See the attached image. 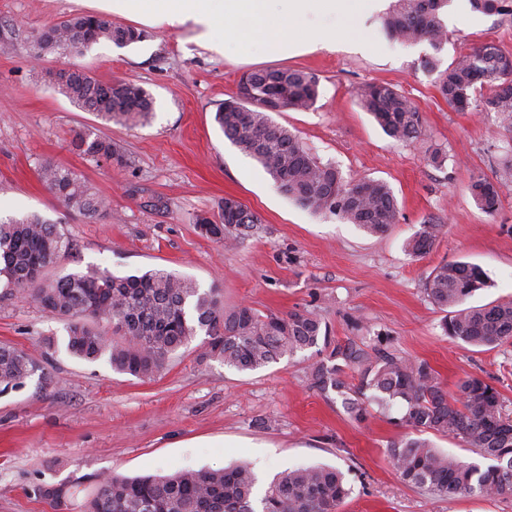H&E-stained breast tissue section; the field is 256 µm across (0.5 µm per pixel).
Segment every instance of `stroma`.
Here are the masks:
<instances>
[{
    "label": "stroma",
    "mask_w": 512,
    "mask_h": 512,
    "mask_svg": "<svg viewBox=\"0 0 512 512\" xmlns=\"http://www.w3.org/2000/svg\"><path fill=\"white\" fill-rule=\"evenodd\" d=\"M95 10L93 0H0V219L37 213L60 222L75 249L48 267L47 277L90 265L117 275L164 268L203 289L220 286L228 309H314L336 340L382 336L389 350L427 361L447 388L468 376L494 383L512 414V346L451 341L424 291L436 265L462 261L482 268L489 281L471 305L512 298V134L478 107L448 106L419 65L427 43L386 39L376 15L336 25L338 40H369L368 53L240 60L207 49L192 33L155 30L128 47L99 42L77 60L57 51L33 61V41L44 29ZM447 26L441 67L484 44L512 52V15L452 2ZM75 60L101 83L146 88L154 99L149 123L105 122L60 94L53 76ZM274 65L318 74L315 106L275 120L318 161L388 183L399 203L389 233L372 236L299 207L225 139L214 121L217 107L235 95L245 73ZM369 83L391 85L414 102L424 120L420 139L398 143L381 130L357 96ZM88 128L112 142L122 163L73 150L75 133ZM47 162L71 168L106 198L109 217L66 210L41 180ZM476 176L505 184L495 217L481 213L467 189ZM227 197L261 218L233 248L194 224L197 215H216ZM432 222L442 235L425 257L410 258L406 240ZM65 337L64 323L27 295L0 300V344L28 352L51 380L45 387L31 378L0 395V512H50L34 493L43 483L89 486L109 471L167 474L234 462L248 463L265 481L298 467H337L352 487L340 512H512V495L448 500L403 483L388 456L389 443L409 432L402 404L355 422L339 399L309 387L314 350L240 373L201 360L192 345L160 375L141 380L103 360L71 358Z\"/></svg>",
    "instance_id": "stroma-1"
}]
</instances>
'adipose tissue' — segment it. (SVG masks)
<instances>
[{
	"label": "adipose tissue",
	"mask_w": 512,
	"mask_h": 512,
	"mask_svg": "<svg viewBox=\"0 0 512 512\" xmlns=\"http://www.w3.org/2000/svg\"><path fill=\"white\" fill-rule=\"evenodd\" d=\"M383 0H101L104 8L142 25L188 31L219 53L285 57L336 47L326 22L379 11Z\"/></svg>",
	"instance_id": "ef3b65f1"
}]
</instances>
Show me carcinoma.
Masks as SVG:
<instances>
[{
	"label": "carcinoma",
	"instance_id": "cac0c4a2",
	"mask_svg": "<svg viewBox=\"0 0 512 512\" xmlns=\"http://www.w3.org/2000/svg\"><path fill=\"white\" fill-rule=\"evenodd\" d=\"M448 2L395 0L382 27L401 44L428 43L432 52L421 58L420 65L436 75V87L448 106L458 111L468 108L477 88L485 86L488 93L481 97V111L511 130V53L485 44L440 69L439 53L448 42L443 18ZM470 3L477 11L512 15V0ZM143 38L135 27L77 15L43 32L34 49L39 55L61 50L79 56L101 40L127 47ZM58 83L73 103L105 121L136 126L152 116L153 98L135 82L103 84L84 71L68 77L60 72ZM319 96L320 81L312 72L261 69L240 79L238 92L218 106L215 121L224 137L255 160L285 197L313 214L331 215L382 235L397 222L399 212L390 186L375 179L344 177L333 164L317 161L296 133L272 117L285 106L310 109ZM358 97L393 140L408 142L423 135L420 112L392 86L367 84ZM72 146L88 157L123 161L111 141L92 131L76 133ZM41 175L66 209L89 219L108 214L107 202L75 171L46 163ZM468 190L486 216L497 214L502 185L477 176ZM219 218L216 223L198 216L195 224L203 235L235 244L261 223L232 197L224 198ZM442 228L423 225L407 241L405 251L415 258L424 256ZM71 250L63 230L38 214L0 221V299L26 293L45 313L64 321V347L72 358L89 363L104 359L117 373L151 379L200 332L205 335L200 357L221 361L238 372H254L285 355L314 348L320 359L307 373L310 387L327 398L336 394L354 420L364 421L373 403L381 408L396 401L404 405L401 422L413 434L391 442L388 455L407 485L448 499L473 493L512 494V416L504 412L501 393L484 379L468 376L450 393L425 361L371 345L364 336L342 343L334 340L314 310L282 316L263 315L248 305L226 310L218 289L203 290L192 278L163 268L120 276L89 266L58 279L42 277L46 267ZM486 284L483 270L464 262H443L432 269L425 292L444 312L441 329L452 341L470 347L512 344V299L479 307L468 304ZM347 369L357 383L344 379ZM38 371L39 365L25 350L0 346V395L23 387ZM427 434L457 439L491 464L483 468L444 453L425 438ZM257 485L253 469L240 463L168 475L126 477L109 472L95 477L89 492L79 485H40L34 493L53 512H67L79 497L81 512H339L351 494L344 474L326 465L283 471L261 495Z\"/></svg>",
	"mask_w": 512,
	"mask_h": 512
}]
</instances>
